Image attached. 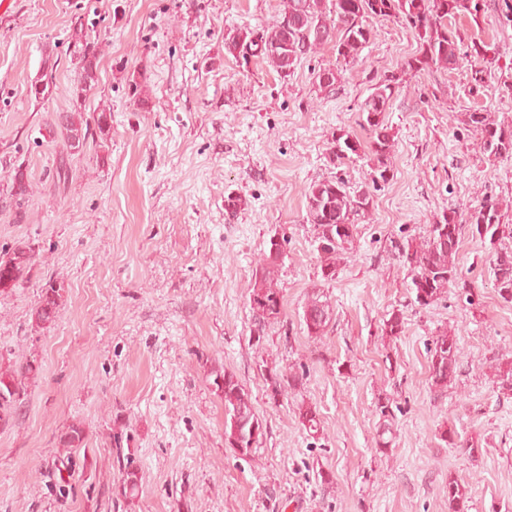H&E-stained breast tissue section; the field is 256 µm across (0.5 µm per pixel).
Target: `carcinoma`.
<instances>
[{"label":"carcinoma","mask_w":512,"mask_h":512,"mask_svg":"<svg viewBox=\"0 0 512 512\" xmlns=\"http://www.w3.org/2000/svg\"><path fill=\"white\" fill-rule=\"evenodd\" d=\"M486 0H281L278 19L260 36L251 29H238L225 37L227 53L242 57H260L267 61L282 77L291 75L302 59L316 53L327 43H333L336 64L323 67L316 74L318 86L332 91L343 78L344 68L360 60L362 51L374 40L373 22L395 20L410 30L419 43L420 56L407 62L405 70L418 71L435 66L454 70L472 57L480 66L472 72L473 88L482 86L492 71L500 69L499 57H487L495 47L485 42L470 40L465 43L456 23L467 18L476 23L484 15ZM72 55L79 64L81 76L72 89L76 102L86 99L97 83V44L75 32ZM400 78L391 75L375 84L374 92L360 106V126L370 132L367 146H362L356 136L343 129L329 148V161L340 165L352 156L366 159L370 168L368 187L355 193L349 191L341 179L324 180L307 189V222L313 227L312 245L321 259L322 277L332 281L336 277V264L354 248L356 225L354 216L365 212L372 203L370 189H378L391 179V152L394 135L385 120L389 101L398 87ZM457 120L467 131L480 136V152L489 161L512 155V125L498 122L495 116L481 107L460 112ZM67 151L79 153L88 138L96 135L108 137L111 126L107 110L102 109L88 121L82 112L74 110L58 116ZM32 190V184L22 166L13 168L7 199L21 207ZM488 244V262L493 288L506 303H512V215L503 204L491 195L471 208L462 217L457 212L442 213L429 225L422 240H408L396 247L399 264L407 269L406 288L413 302L429 307L440 300L449 289L459 286L461 280L456 256L465 229ZM288 236L279 241L269 240L253 273L250 294V312L256 341H261L267 328L283 312V295L277 288L275 272L282 261ZM35 250L18 246L0 253V295L9 294L29 274L35 263ZM64 284L46 283L37 306L32 310V320L37 327H46L56 321L62 304ZM329 296L320 288H313L303 306L302 319L307 335L320 338L333 317ZM401 313H391L383 320L382 335L394 339L403 333ZM429 352L431 385L443 391L448 388L459 367L461 350L456 336L448 330L439 332L432 340ZM41 364L34 357L22 362L6 358L0 353V424H8L13 413L26 395V382L37 378ZM210 385L224 403V440L241 459L254 457L265 435L263 420L256 413L251 395L232 372L213 367L208 371ZM303 376L294 373L271 376L272 391L277 394L295 390ZM499 393L512 395V358L496 364L495 380ZM376 413L380 417L376 439L377 451L383 453L392 444L393 412L389 404L378 401ZM297 414L307 435L318 440L321 421L315 406L305 401L297 405ZM122 437L115 436L116 462L120 475L119 490L124 499H133L141 488V468L133 452L123 453ZM62 448L89 449L85 429L72 424L59 437ZM448 512H464L466 492L459 482L448 477Z\"/></svg>","instance_id":"obj_1"}]
</instances>
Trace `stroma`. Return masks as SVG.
<instances>
[{
    "mask_svg": "<svg viewBox=\"0 0 512 512\" xmlns=\"http://www.w3.org/2000/svg\"><path fill=\"white\" fill-rule=\"evenodd\" d=\"M280 0H10L0 13V190L15 166L34 184L22 207L0 197V250L31 244L36 262L0 296V354L42 364L21 408L0 426V512H448L446 484L467 491L465 512H512V396L492 382L512 357V303L494 291L487 251L464 233L458 289L411 305L396 244L422 239L442 212L466 213L484 196L512 206V156L488 163L456 120L480 106L512 124V87L492 77L471 91L470 63L405 70L418 49L395 21L375 23L363 64L332 92L316 82L335 63L332 45L280 77L258 58L227 54L239 28L271 26ZM461 32L494 44L512 64V23L488 0ZM98 42V82L85 115L106 108L107 140L71 155L57 125L73 108L78 66L72 35ZM52 78L48 97L32 84ZM397 74L386 112L393 178L356 216V241L335 280L323 279L306 221L311 183L367 182L365 160L327 159L340 130L369 134L358 108L374 84ZM66 163V181L56 168ZM240 199L228 213V196ZM287 235L277 272L284 312L263 342L252 333V274L272 236ZM65 285L55 323L31 318L48 281ZM334 307L324 336L308 337L302 307L312 288ZM400 310L405 331L381 325ZM455 332L460 368L445 392L431 385L428 347ZM236 374L266 433L251 461L224 441V405L211 366ZM298 392L273 395L269 372L298 366ZM395 407L394 440L375 449L378 400ZM319 411L311 442L296 406ZM82 424L90 470L59 467L57 437ZM454 434L453 443L441 438ZM131 434L141 466L136 499L118 493L113 436ZM477 451L467 452V443ZM330 472L331 486L317 479ZM70 483L62 495L58 487Z\"/></svg>",
    "mask_w": 512,
    "mask_h": 512,
    "instance_id": "stroma-1",
    "label": "stroma"
}]
</instances>
